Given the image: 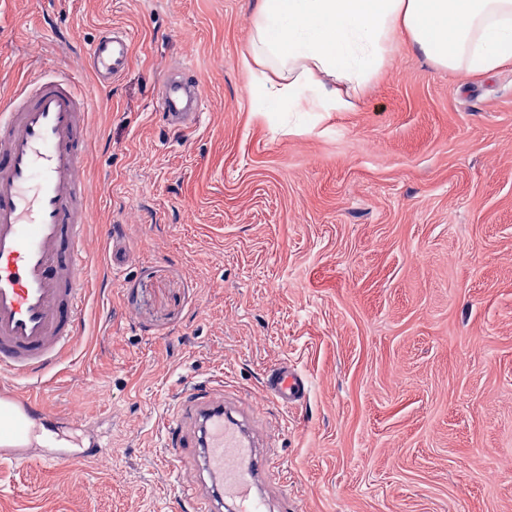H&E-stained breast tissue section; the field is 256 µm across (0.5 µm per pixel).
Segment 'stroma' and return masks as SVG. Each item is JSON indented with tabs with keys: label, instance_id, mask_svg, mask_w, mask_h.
<instances>
[{
	"label": "stroma",
	"instance_id": "1",
	"mask_svg": "<svg viewBox=\"0 0 512 512\" xmlns=\"http://www.w3.org/2000/svg\"><path fill=\"white\" fill-rule=\"evenodd\" d=\"M255 0H0V99L66 69L90 117V295L66 357L28 396L69 418L60 467L0 458V512H170L159 423L185 380L261 394L305 512H512V63L435 68L395 37L350 109L314 133L254 109ZM133 36L111 88L86 61ZM200 80L199 125L156 118L167 74ZM129 262L112 268V232ZM263 391L279 407L298 408L306 403L309 381L296 364L281 361L266 371Z\"/></svg>",
	"mask_w": 512,
	"mask_h": 512
}]
</instances>
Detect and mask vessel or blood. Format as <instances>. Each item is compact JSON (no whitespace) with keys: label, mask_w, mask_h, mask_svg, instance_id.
I'll list each match as a JSON object with an SVG mask.
<instances>
[{"label":"vessel or blood","mask_w":512,"mask_h":512,"mask_svg":"<svg viewBox=\"0 0 512 512\" xmlns=\"http://www.w3.org/2000/svg\"><path fill=\"white\" fill-rule=\"evenodd\" d=\"M88 64L110 85L131 61V36L110 29L91 45ZM156 110L174 129L202 116L199 83L189 69L165 81ZM91 101L69 72L33 77L0 105V378L33 381L70 350L82 321L91 251L85 167ZM263 391L277 406H303L306 374L294 363L271 366ZM247 406L229 402L223 384L188 383L160 424L165 457L193 461L202 480L183 488L193 512H270L267 484L282 467L258 451L273 439L247 428Z\"/></svg>","instance_id":"1"}]
</instances>
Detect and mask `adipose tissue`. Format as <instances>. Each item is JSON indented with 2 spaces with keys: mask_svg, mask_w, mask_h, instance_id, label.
Listing matches in <instances>:
<instances>
[{
  "mask_svg": "<svg viewBox=\"0 0 512 512\" xmlns=\"http://www.w3.org/2000/svg\"><path fill=\"white\" fill-rule=\"evenodd\" d=\"M397 35L439 69L485 74L512 62V0H257L243 65L271 62L287 75L256 77L257 111L349 109L342 87L367 85ZM19 444L71 442L31 418L17 435L12 417H0V447Z\"/></svg>",
  "mask_w": 512,
  "mask_h": 512,
  "instance_id": "obj_1",
  "label": "adipose tissue"
}]
</instances>
